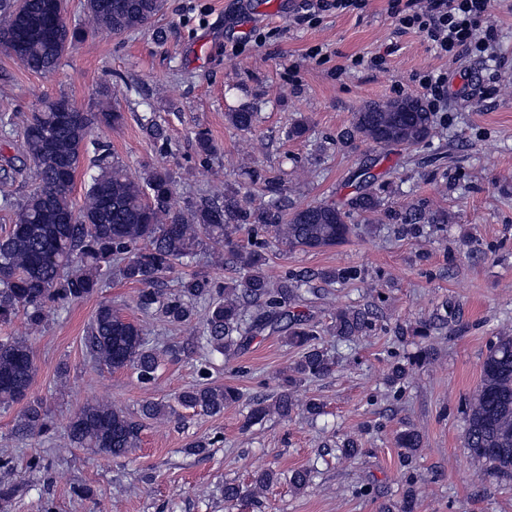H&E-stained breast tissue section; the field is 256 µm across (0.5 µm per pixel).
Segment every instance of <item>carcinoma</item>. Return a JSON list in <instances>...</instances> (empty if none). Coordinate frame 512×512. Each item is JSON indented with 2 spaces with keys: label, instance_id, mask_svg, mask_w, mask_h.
I'll return each instance as SVG.
<instances>
[{
  "label": "carcinoma",
  "instance_id": "obj_1",
  "mask_svg": "<svg viewBox=\"0 0 512 512\" xmlns=\"http://www.w3.org/2000/svg\"><path fill=\"white\" fill-rule=\"evenodd\" d=\"M164 8V0H86L87 20L95 28L116 35L142 29ZM58 0H0V44L18 42L10 53L25 69L50 76L57 70L67 50L88 34L86 26L69 29L57 23ZM60 97L46 101L32 114L23 132L26 159L38 181V188L15 212L14 224L0 237V322L8 323L21 310L29 325H42L46 308L54 303L84 300L103 287L112 273V261L125 260L119 275L143 286L138 308L147 313L159 308L172 322L185 323L196 316V304L209 303L198 344L204 355L198 368L200 382L175 397L178 405L196 412L217 415L239 403L243 393L232 385L208 382L213 356H236L244 352L258 335H280L298 357L282 373L277 390L252 401L245 416L249 429L271 417H290L299 410L311 418L324 413V403L316 398L302 401L299 388L307 381L328 376L334 361L322 344V335L350 347L375 327L373 313L366 308L338 306L331 323L322 328L309 318L290 310L305 300L302 289L312 280L324 284L344 283L362 277L356 266L328 267L308 274L290 270L278 281L265 273L269 256L266 234L276 241L303 250L334 248L357 234L359 225L380 221L384 211L386 186L365 168L355 175L352 191L344 202H322L283 213L261 205L246 207L229 191L221 201L194 208H178L173 201L172 179L163 168L150 170L134 180L122 166L112 161L107 144L94 145V166L85 204L75 210L70 199L73 184L95 126L112 127L122 114L112 111L108 91L100 92L93 110H76L66 121L60 118ZM231 124L248 131L255 113L246 109L228 113ZM433 113L412 96L364 104L353 113L346 140L356 138L379 147H420L433 134ZM417 235L424 225L445 223V217L428 205L409 204L394 215ZM243 230L252 233L245 245L234 241ZM205 236L221 245L227 261L238 276L216 287L212 280L194 274L180 282L169 295L156 288L160 279L176 263L191 257ZM417 339L416 351L403 361L390 364L387 383L405 382L410 372L431 359L427 340L431 325L419 322L400 332ZM90 358L111 369L129 368L137 381L152 384L160 367L159 350L148 336L146 325L123 318L110 303L98 306L86 336ZM35 366L27 340L14 337L0 341V404L26 401L20 415L27 432L48 430L42 402L29 399ZM171 406L146 401L140 416L155 419L167 415ZM141 424L109 402L84 406L70 420V444L93 448L113 458L125 457L138 446ZM403 460L409 462L421 447L418 430L409 427L398 438ZM464 445L481 476L512 484V335L496 337L481 367L480 383L466 410ZM338 456L350 460L360 453L354 437L344 438L336 448ZM315 470L291 472L288 484L300 493L309 487ZM278 481L271 469L257 470L244 487L224 484V502L233 509L239 503L270 488Z\"/></svg>",
  "mask_w": 512,
  "mask_h": 512
}]
</instances>
